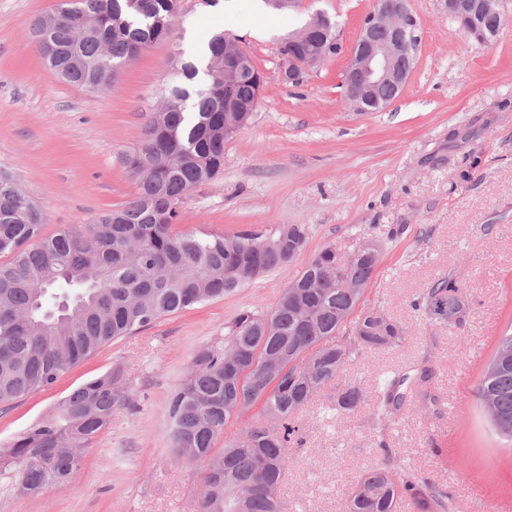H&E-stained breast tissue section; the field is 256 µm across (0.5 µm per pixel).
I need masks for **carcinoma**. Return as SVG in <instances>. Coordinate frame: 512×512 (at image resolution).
Returning <instances> with one entry per match:
<instances>
[{
    "label": "carcinoma",
    "mask_w": 512,
    "mask_h": 512,
    "mask_svg": "<svg viewBox=\"0 0 512 512\" xmlns=\"http://www.w3.org/2000/svg\"><path fill=\"white\" fill-rule=\"evenodd\" d=\"M178 0H65L32 24L34 46L63 81L109 90L117 71L141 50L167 41ZM225 33L215 34L200 63L172 60L161 92L164 111L147 117L134 152L123 164L139 176L135 195L120 209L87 224L43 235L46 213L9 175L0 172V404L50 389L104 345L165 316L224 295L288 264L304 249L308 228L222 233L176 229L179 209L194 187L224 172ZM316 40L286 46L284 56L320 50ZM234 96L259 103L252 71L237 76ZM337 251L323 248L269 311L246 309L224 327V340L201 348L169 399L177 458L206 462L197 512H282L278 491L302 443L297 413L321 389L336 385V415L365 402L359 385H337L343 368L404 337L402 326L378 309L364 312L352 336L336 334L361 305L378 261L357 257L336 268ZM425 313L440 321L461 317L465 301L446 279L429 289ZM120 374L92 378L62 398L55 414L0 448V472L19 496L68 482L82 450L108 427L122 403ZM428 373L398 372L381 384L374 410L385 420L432 401ZM473 395L496 435L512 446V333L503 335ZM260 406L262 421L216 447L228 421ZM420 512H444L446 494L416 473L396 476L386 466L366 471L351 490L347 512H395L401 496Z\"/></svg>",
    "instance_id": "carcinoma-1"
}]
</instances>
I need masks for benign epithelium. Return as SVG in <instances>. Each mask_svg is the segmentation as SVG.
<instances>
[{"mask_svg":"<svg viewBox=\"0 0 512 512\" xmlns=\"http://www.w3.org/2000/svg\"><path fill=\"white\" fill-rule=\"evenodd\" d=\"M409 2L375 0L371 16L361 23L344 78L345 97L359 112L371 105H387L389 100L380 96L381 90L388 87L396 96L409 78L410 70L404 61L417 44V21L408 8ZM445 5L448 15L462 20L466 36L481 44L490 42L509 23L500 9V0H445ZM379 28L387 30V38L375 36ZM314 37L320 38L325 47L316 55L291 58L283 70L285 80L298 82L304 73L320 66L329 56L327 45L334 42L335 34L329 17L320 11L312 15L303 29L288 35L285 42L298 44Z\"/></svg>","mask_w":512,"mask_h":512,"instance_id":"benign-epithelium-1","label":"benign epithelium"}]
</instances>
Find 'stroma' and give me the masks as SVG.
<instances>
[{"instance_id":"1","label":"stroma","mask_w":512,"mask_h":512,"mask_svg":"<svg viewBox=\"0 0 512 512\" xmlns=\"http://www.w3.org/2000/svg\"><path fill=\"white\" fill-rule=\"evenodd\" d=\"M61 0H0V165L47 215L44 235L117 209L136 190L122 165L145 113L160 105L171 60H190L223 31L238 36L266 85L250 124L224 145V174L190 190L178 230L257 231L305 224L290 264L224 298L167 316L103 346L48 390L0 406V447L49 418L72 389L121 370L123 403L65 485L20 497L0 476V512H195L205 467L177 458L168 397L192 357L223 338L247 308L271 309L325 246L354 252L382 244L364 295L397 321L395 348L348 363L341 379L366 395L337 418L335 387L319 391L296 423L303 446L280 489L283 512H345L358 477L385 464L447 493V512H501L512 502V450L490 431L473 389L500 336L512 330V25L486 45L449 19L444 0H410L419 42L401 94L376 112L344 96V71L374 0H264L225 9L180 0L170 41L142 50L105 93L62 82L31 42L30 22ZM317 11L338 24L342 51L299 84L285 82L282 41ZM441 279L469 308L449 326L414 309ZM426 365L435 404L386 422L374 419L382 381Z\"/></svg>"}]
</instances>
